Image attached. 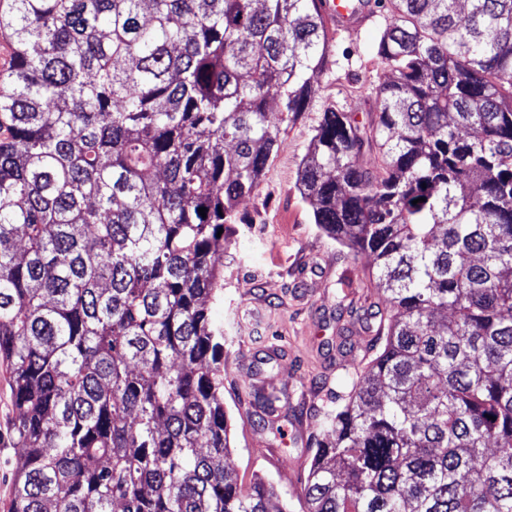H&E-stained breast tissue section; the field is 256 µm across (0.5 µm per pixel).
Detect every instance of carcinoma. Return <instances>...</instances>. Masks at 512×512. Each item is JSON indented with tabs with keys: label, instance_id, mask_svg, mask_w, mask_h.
Returning a JSON list of instances; mask_svg holds the SVG:
<instances>
[{
	"label": "carcinoma",
	"instance_id": "obj_1",
	"mask_svg": "<svg viewBox=\"0 0 512 512\" xmlns=\"http://www.w3.org/2000/svg\"><path fill=\"white\" fill-rule=\"evenodd\" d=\"M376 2L379 109L325 110L297 189L373 258L385 307L317 415L297 511L227 463L212 306L217 233L279 149L270 99L295 121L334 52L317 0L0 15L13 512H512V0Z\"/></svg>",
	"mask_w": 512,
	"mask_h": 512
}]
</instances>
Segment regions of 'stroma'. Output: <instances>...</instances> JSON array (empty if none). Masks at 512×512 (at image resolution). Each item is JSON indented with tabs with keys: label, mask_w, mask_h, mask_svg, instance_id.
Here are the masks:
<instances>
[{
	"label": "stroma",
	"mask_w": 512,
	"mask_h": 512,
	"mask_svg": "<svg viewBox=\"0 0 512 512\" xmlns=\"http://www.w3.org/2000/svg\"><path fill=\"white\" fill-rule=\"evenodd\" d=\"M377 35L374 28L336 35L307 110L282 131L257 191L241 201L238 222L224 233V301L214 316L224 325L229 459L242 488L261 476L293 503L302 493L288 477V464L314 455L306 434L337 375L329 362L344 352L357 364L366 352L360 324L339 305L369 307L357 283L373 267L372 258L353 256L314 224L297 175L327 107L357 113L362 121L375 111V88L387 74L372 53ZM245 369L282 394L286 407L278 424L286 437L280 445H265L263 410L240 389ZM16 416L11 370L0 361V512L13 509Z\"/></svg>",
	"instance_id": "stroma-1"
}]
</instances>
